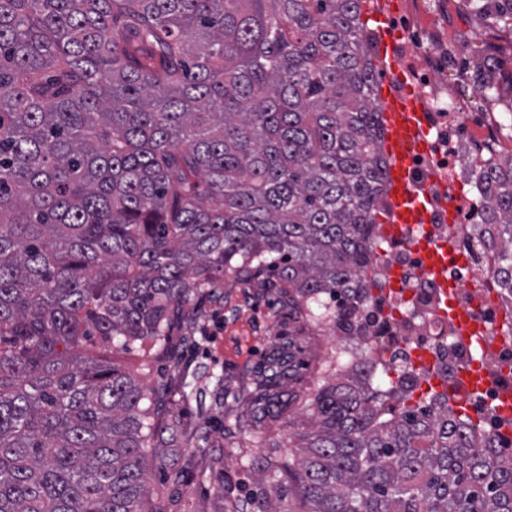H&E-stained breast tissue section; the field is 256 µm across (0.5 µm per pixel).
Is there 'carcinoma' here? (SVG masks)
<instances>
[{"mask_svg":"<svg viewBox=\"0 0 512 512\" xmlns=\"http://www.w3.org/2000/svg\"><path fill=\"white\" fill-rule=\"evenodd\" d=\"M362 0H0V512L147 509L159 385L84 342L165 344L224 273L359 336L388 163ZM476 177L512 290V156ZM288 339L255 373L295 372ZM326 382L250 512H512V447ZM295 496L299 510L288 508Z\"/></svg>","mask_w":512,"mask_h":512,"instance_id":"obj_1","label":"carcinoma"}]
</instances>
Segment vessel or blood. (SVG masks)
I'll use <instances>...</instances> for the list:
<instances>
[{
	"label": "vessel or blood",
	"instance_id": "vessel-or-blood-1",
	"mask_svg": "<svg viewBox=\"0 0 512 512\" xmlns=\"http://www.w3.org/2000/svg\"><path fill=\"white\" fill-rule=\"evenodd\" d=\"M393 10L392 0H383L380 7L368 8L367 14L369 20L375 23L380 36L378 67L386 77L404 85L411 80L412 75L401 67L395 51L400 34L391 25L390 15ZM379 99L384 126L383 150L388 159L390 203L383 232L385 236L398 237L405 233L407 227L430 221L428 195L416 180L412 169L413 157L430 148V130L424 110L410 93H397L385 85L379 90ZM420 249L424 254L423 274L440 287H447L448 262L456 256L452 245L424 243ZM450 314L474 354L482 355L487 347V327L484 322L456 306L452 307ZM493 383V378L475 364L461 370L454 387L450 389L436 376L428 378L429 387L447 392L453 408L464 414L469 411L470 399Z\"/></svg>",
	"mask_w": 512,
	"mask_h": 512
}]
</instances>
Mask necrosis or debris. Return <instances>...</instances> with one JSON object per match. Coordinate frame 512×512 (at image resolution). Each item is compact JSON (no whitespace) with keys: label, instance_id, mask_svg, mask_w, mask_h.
<instances>
[{"label":"necrosis or debris","instance_id":"4bbe7bcc","mask_svg":"<svg viewBox=\"0 0 512 512\" xmlns=\"http://www.w3.org/2000/svg\"><path fill=\"white\" fill-rule=\"evenodd\" d=\"M437 52V47H423L410 36L398 47L402 64L413 73L433 134L430 152L414 160L416 175L433 200L432 221L370 253L366 276L374 287L361 321L367 328L371 352H363L360 345L341 338L336 341L337 365L347 369L361 366L372 375L386 372L392 385L404 389L419 406L424 403L421 392L425 381L417 354L427 355L432 365L450 378L470 361L471 353L442 313L439 288L420 272L421 259L412 245L417 237L451 242L464 256V264L448 265L455 301L473 308L490 332L507 335V342L491 350L481 367L501 383L512 385V300L497 286L488 228L480 220L478 196L483 189L471 176L473 141L465 137L462 123L466 103L455 93L444 70L425 62ZM466 181L472 185L468 193L462 190ZM450 204L456 209L452 221L445 216ZM394 270L401 276L396 285L390 278Z\"/></svg>","mask_w":512,"mask_h":512}]
</instances>
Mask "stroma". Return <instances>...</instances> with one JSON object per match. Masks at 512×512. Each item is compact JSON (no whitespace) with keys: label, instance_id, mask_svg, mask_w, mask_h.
I'll use <instances>...</instances> for the list:
<instances>
[{"label":"stroma","instance_id":"stroma-1","mask_svg":"<svg viewBox=\"0 0 512 512\" xmlns=\"http://www.w3.org/2000/svg\"><path fill=\"white\" fill-rule=\"evenodd\" d=\"M476 0H421L425 23L419 34L429 43L445 42L448 67L459 90L468 94L478 117L495 133V148L512 152V31L491 24L475 7ZM494 56L497 91L484 97L474 83L486 56ZM224 296L186 305L195 320L190 328L197 350L184 348L181 334L166 347L143 351L133 346L112 358L144 386L165 385L169 408L179 419L183 435L156 437L147 452L152 506L162 512H228L245 501L257 475L250 460L276 461L289 448L295 433L304 431L303 407L330 371L325 361L334 349L329 331L311 327L281 309L275 291L257 283L224 278ZM295 344L298 370L283 390L292 402L287 412L257 427L246 424L255 389L250 369L278 335ZM277 447H268V440ZM196 443L186 452V443Z\"/></svg>","mask_w":512,"mask_h":512}]
</instances>
